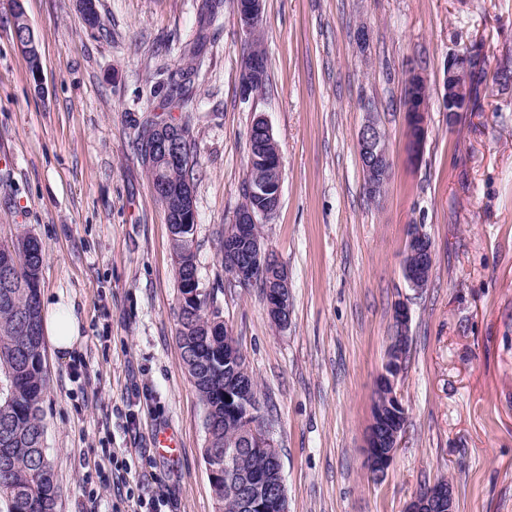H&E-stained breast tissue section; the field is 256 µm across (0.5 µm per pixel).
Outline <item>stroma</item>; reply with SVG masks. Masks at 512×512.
Wrapping results in <instances>:
<instances>
[{"label":"stroma","mask_w":512,"mask_h":512,"mask_svg":"<svg viewBox=\"0 0 512 512\" xmlns=\"http://www.w3.org/2000/svg\"><path fill=\"white\" fill-rule=\"evenodd\" d=\"M204 0H23L40 74L0 0V243H41L40 293L74 302L84 340L45 351L40 403L57 512H218L203 409L177 342L179 291L167 214L137 150L150 120L187 124L194 156L199 286L262 394L288 512H405L440 478L456 512H512V0H264L263 92L244 97L246 35L233 0L209 28L192 98L176 107L180 47ZM366 43H358V29ZM481 47L473 111L442 104L451 53ZM430 90L421 162L405 163L404 85ZM372 99L392 174L369 197L357 136ZM263 116L283 164L281 203L261 223L287 269L292 321L278 331L257 286L224 270L220 241L243 200L249 131ZM434 245L410 288L407 227ZM411 323L398 379L407 421L382 477L363 464L396 302ZM176 438V459L155 435Z\"/></svg>","instance_id":"35a3bbf8"}]
</instances>
